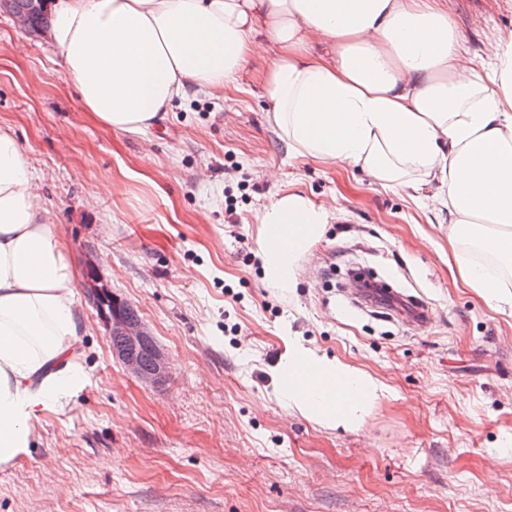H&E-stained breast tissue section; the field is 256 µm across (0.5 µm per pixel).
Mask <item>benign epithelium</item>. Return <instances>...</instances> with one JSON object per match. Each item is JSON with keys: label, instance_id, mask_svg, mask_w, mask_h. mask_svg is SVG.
<instances>
[{"label": "benign epithelium", "instance_id": "benign-epithelium-1", "mask_svg": "<svg viewBox=\"0 0 512 512\" xmlns=\"http://www.w3.org/2000/svg\"><path fill=\"white\" fill-rule=\"evenodd\" d=\"M88 299L100 312L108 335L118 341V344L112 346L113 356L137 377L147 382H161L167 373V363L141 319L131 317L115 308L107 310L105 291L94 285L88 291ZM147 345L150 346L151 355V367L148 369L143 367L141 360V350Z\"/></svg>", "mask_w": 512, "mask_h": 512}]
</instances>
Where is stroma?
Instances as JSON below:
<instances>
[{"instance_id":"stroma-1","label":"stroma","mask_w":512,"mask_h":512,"mask_svg":"<svg viewBox=\"0 0 512 512\" xmlns=\"http://www.w3.org/2000/svg\"><path fill=\"white\" fill-rule=\"evenodd\" d=\"M448 9L473 55L512 28V0ZM271 61L126 134L83 111L51 38L0 15V127L25 152L78 284L95 257L168 363L159 384L127 371L79 298V383L0 467V512H512V317L453 280L432 189L416 202L289 154L265 121ZM284 191L343 207L286 299L255 255L259 215ZM350 265L426 302L428 325L392 304L345 314L350 281H328ZM292 341L388 386L366 430L284 412L271 370Z\"/></svg>"}]
</instances>
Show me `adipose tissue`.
Here are the masks:
<instances>
[{
    "label": "adipose tissue",
    "instance_id": "obj_1",
    "mask_svg": "<svg viewBox=\"0 0 512 512\" xmlns=\"http://www.w3.org/2000/svg\"><path fill=\"white\" fill-rule=\"evenodd\" d=\"M52 41L85 112L141 134L189 88L223 92L251 58L265 119L296 157L346 164L384 187L447 196L460 280L494 308L512 306V30L492 34L474 67L447 0H55ZM328 209L297 192L264 207L263 279L288 295ZM501 272L474 261L468 245ZM84 329L76 278L13 132L0 128V466L61 407ZM275 378L285 413L325 430H366L387 386L291 343Z\"/></svg>",
    "mask_w": 512,
    "mask_h": 512
}]
</instances>
